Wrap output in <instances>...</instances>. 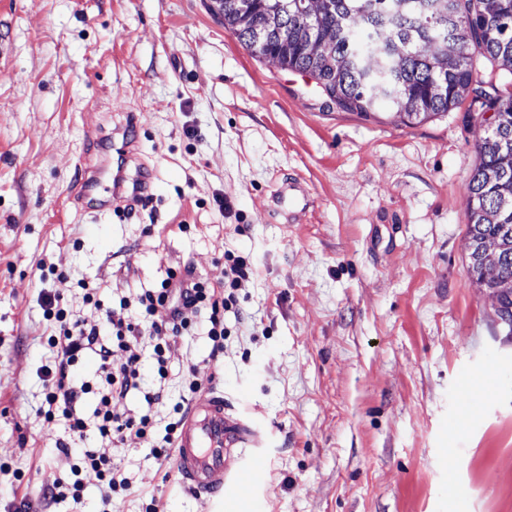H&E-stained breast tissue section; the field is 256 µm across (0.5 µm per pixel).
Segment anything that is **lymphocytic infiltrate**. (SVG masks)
<instances>
[{
    "label": "lymphocytic infiltrate",
    "mask_w": 512,
    "mask_h": 512,
    "mask_svg": "<svg viewBox=\"0 0 512 512\" xmlns=\"http://www.w3.org/2000/svg\"><path fill=\"white\" fill-rule=\"evenodd\" d=\"M257 270L246 257L232 250L224 252V280L214 284L202 278L192 267L168 270L160 285L146 288L135 298H121V306H134V316L107 318L91 327L57 298H45L44 317L52 321L55 331L47 338L53 352V366L47 369L45 422L64 423L71 437H83L88 428H95L101 440L115 449H122L128 436L142 439L154 460L170 458L176 451L175 440L193 397L211 381V367L217 366L224 354L228 331L224 324L226 312L236 309L237 292L253 278ZM207 313L206 325H199L200 313ZM204 330L211 344L207 360L190 364L183 376V393L172 411L174 417L165 427L164 435H156L154 404L160 392L144 395L145 409L135 414L117 412V404L130 391L139 389L142 380L141 351L151 346L153 367L159 378H166L164 351L169 342ZM93 353L98 360L102 384L97 390L98 404L93 420H86L77 411L83 395L92 390L89 382L79 380L76 366L82 356ZM81 468L94 472L103 488L104 506H111L115 494L128 491L130 484L114 467L110 458L94 450H85Z\"/></svg>",
    "instance_id": "lymphocytic-infiltrate-1"
}]
</instances>
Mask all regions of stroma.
Here are the masks:
<instances>
[{"mask_svg":"<svg viewBox=\"0 0 512 512\" xmlns=\"http://www.w3.org/2000/svg\"><path fill=\"white\" fill-rule=\"evenodd\" d=\"M209 2L0 0V512H101L93 473L80 499L70 491L80 447L133 485L112 512H450L452 498L512 512V335L469 272L477 106L414 125L388 107L341 111L308 76L251 55ZM131 118L151 200L120 217L72 189L89 133ZM291 181L312 200L295 216L272 199ZM228 249L258 274L213 385L261 431L266 470L226 505L181 487L142 440L73 441L38 410L53 364L44 296L93 325L168 269L223 281ZM209 351L203 335L172 341L162 382L144 347L119 411L159 389L166 425ZM490 370L473 402L463 382ZM54 480L61 494L45 500Z\"/></svg>","mask_w":512,"mask_h":512,"instance_id":"35a3bbf8","label":"stroma"}]
</instances>
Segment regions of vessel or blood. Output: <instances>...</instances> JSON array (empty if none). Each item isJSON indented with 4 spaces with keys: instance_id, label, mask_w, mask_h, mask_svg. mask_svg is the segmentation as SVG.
<instances>
[{
    "instance_id": "1",
    "label": "vessel or blood",
    "mask_w": 512,
    "mask_h": 512,
    "mask_svg": "<svg viewBox=\"0 0 512 512\" xmlns=\"http://www.w3.org/2000/svg\"><path fill=\"white\" fill-rule=\"evenodd\" d=\"M135 125L112 134L106 146L112 151V170L88 165L78 184L80 195L105 192L118 197L129 178L127 165L133 158ZM260 438L249 423L231 412L224 394L212 390L191 406L176 440V468L182 484L200 497L230 501L240 492L255 487L263 473L264 459L255 455L238 461V451L258 447Z\"/></svg>"
}]
</instances>
